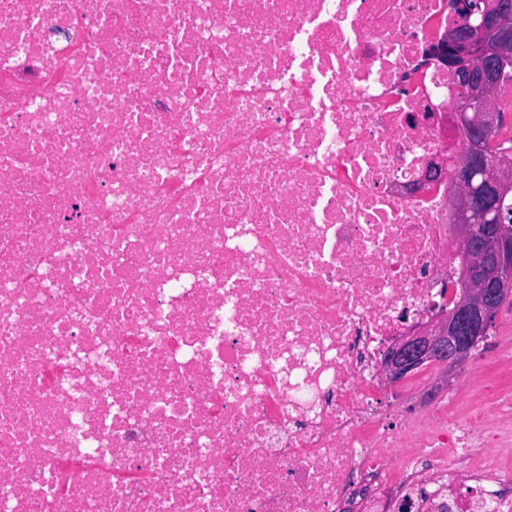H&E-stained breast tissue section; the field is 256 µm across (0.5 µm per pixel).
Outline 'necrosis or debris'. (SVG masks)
I'll list each match as a JSON object with an SVG mask.
<instances>
[{
	"label": "necrosis or debris",
	"mask_w": 512,
	"mask_h": 512,
	"mask_svg": "<svg viewBox=\"0 0 512 512\" xmlns=\"http://www.w3.org/2000/svg\"><path fill=\"white\" fill-rule=\"evenodd\" d=\"M456 20L0 0V512H512V397L377 375L455 278Z\"/></svg>",
	"instance_id": "4bbe7bcc"
}]
</instances>
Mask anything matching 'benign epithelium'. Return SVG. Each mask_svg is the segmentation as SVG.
<instances>
[{
  "label": "benign epithelium",
  "instance_id": "7a95c632",
  "mask_svg": "<svg viewBox=\"0 0 512 512\" xmlns=\"http://www.w3.org/2000/svg\"><path fill=\"white\" fill-rule=\"evenodd\" d=\"M456 25L443 29L428 50L448 71L455 95L451 111L458 129L468 135L462 155L432 157L418 187L437 186L448 165L457 170L450 195L455 252L466 285L454 307L430 321L411 326L383 352L378 375L396 385L426 363L453 369L467 361L487 340L497 311L512 300V226L504 221L512 208V156L495 158L488 169L484 141L497 128V100L512 65V0H453Z\"/></svg>",
  "mask_w": 512,
  "mask_h": 512
}]
</instances>
